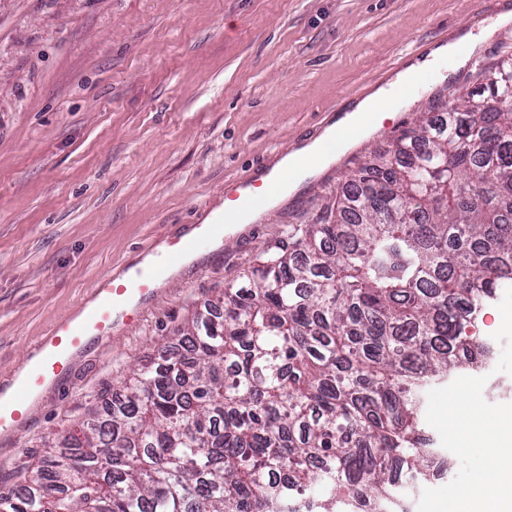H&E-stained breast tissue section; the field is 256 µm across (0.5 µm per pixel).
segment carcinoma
I'll return each mask as SVG.
<instances>
[{"label":"carcinoma","mask_w":512,"mask_h":512,"mask_svg":"<svg viewBox=\"0 0 512 512\" xmlns=\"http://www.w3.org/2000/svg\"><path fill=\"white\" fill-rule=\"evenodd\" d=\"M439 95L275 251L49 444L0 512H407L425 391L492 362L512 288V74Z\"/></svg>","instance_id":"obj_1"}]
</instances>
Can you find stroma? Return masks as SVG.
<instances>
[{
  "label": "stroma",
  "instance_id": "1",
  "mask_svg": "<svg viewBox=\"0 0 512 512\" xmlns=\"http://www.w3.org/2000/svg\"><path fill=\"white\" fill-rule=\"evenodd\" d=\"M507 0H0V386L98 279L179 240L276 155L319 138L411 64L463 34L469 62L340 148L336 160L261 218L229 229L158 287L138 324L75 355L27 422L0 432V486L23 484L46 442L85 417L104 389L154 361L178 329L264 249L308 221L372 151L388 148L448 86L512 55ZM469 335L492 343L470 374L481 415L512 408V289ZM449 380L429 388L423 427L450 467L407 490L409 512L467 484L485 461L448 428Z\"/></svg>",
  "mask_w": 512,
  "mask_h": 512
}]
</instances>
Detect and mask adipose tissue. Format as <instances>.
I'll return each instance as SVG.
<instances>
[{"mask_svg": "<svg viewBox=\"0 0 512 512\" xmlns=\"http://www.w3.org/2000/svg\"><path fill=\"white\" fill-rule=\"evenodd\" d=\"M423 67L405 69L391 87L379 89L352 113L326 129V136L345 146L364 133L370 117L387 114L400 102L401 87L413 84ZM486 461L475 471L469 485L441 503L438 512H512V411L493 415L482 424Z\"/></svg>", "mask_w": 512, "mask_h": 512, "instance_id": "obj_1", "label": "adipose tissue"}]
</instances>
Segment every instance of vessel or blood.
<instances>
[{
  "label": "vessel or blood",
  "mask_w": 512,
  "mask_h": 512,
  "mask_svg": "<svg viewBox=\"0 0 512 512\" xmlns=\"http://www.w3.org/2000/svg\"><path fill=\"white\" fill-rule=\"evenodd\" d=\"M284 188V180L277 176L258 189L249 183L225 188L224 197L231 201L233 210L261 213L266 201L281 195ZM96 291V304L82 317L61 318L49 335L42 337L40 357L28 365L11 395L0 397V431L16 429L26 422L30 401L48 382L67 377L74 351L87 346L94 337L109 334L118 323L138 320L141 306L153 295L154 288L150 276L141 274L131 283L119 287L114 286L111 277H101Z\"/></svg>",
  "instance_id": "obj_1"
}]
</instances>
